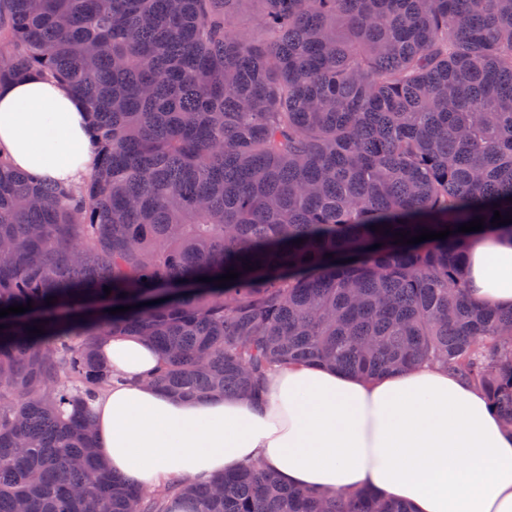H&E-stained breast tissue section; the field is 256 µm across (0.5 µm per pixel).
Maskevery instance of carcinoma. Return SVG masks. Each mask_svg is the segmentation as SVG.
Segmentation results:
<instances>
[{
  "instance_id": "carcinoma-1",
  "label": "carcinoma",
  "mask_w": 512,
  "mask_h": 512,
  "mask_svg": "<svg viewBox=\"0 0 512 512\" xmlns=\"http://www.w3.org/2000/svg\"><path fill=\"white\" fill-rule=\"evenodd\" d=\"M245 2L0 0V86L67 84L97 155L75 188L0 159V307L32 303L0 318V512H408L258 464L131 486L88 409L115 334L161 350L173 396H256L288 362H429L512 425V310L473 305L462 276L472 239L512 235L491 224L512 215V0H257L261 43ZM424 228L453 234L394 243Z\"/></svg>"
}]
</instances>
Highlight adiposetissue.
Segmentation results:
<instances>
[{
  "label": "adipose tissue",
  "mask_w": 512,
  "mask_h": 512,
  "mask_svg": "<svg viewBox=\"0 0 512 512\" xmlns=\"http://www.w3.org/2000/svg\"><path fill=\"white\" fill-rule=\"evenodd\" d=\"M0 159L45 182L81 184L96 163L81 99L42 75L1 87ZM468 255L472 301L512 309V238L474 239ZM97 359L113 374L92 403L98 453L141 488L207 482L258 462L287 486L371 489L409 512H512V428L480 387L448 369L365 379L276 366L256 402L149 386L161 353L139 336L109 337Z\"/></svg>",
  "instance_id": "obj_1"
}]
</instances>
